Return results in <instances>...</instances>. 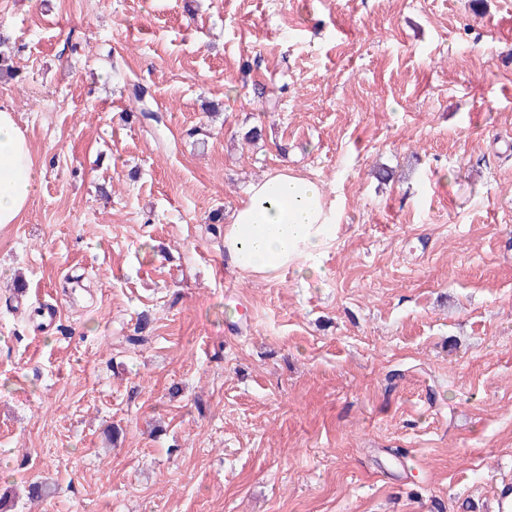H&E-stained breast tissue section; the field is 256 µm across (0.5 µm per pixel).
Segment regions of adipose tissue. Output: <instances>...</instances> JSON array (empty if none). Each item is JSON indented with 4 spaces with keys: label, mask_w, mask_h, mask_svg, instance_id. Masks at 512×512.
<instances>
[{
    "label": "adipose tissue",
    "mask_w": 512,
    "mask_h": 512,
    "mask_svg": "<svg viewBox=\"0 0 512 512\" xmlns=\"http://www.w3.org/2000/svg\"><path fill=\"white\" fill-rule=\"evenodd\" d=\"M39 171L13 107L0 103V227L18 223ZM333 215L321 186L286 167L253 183L224 226L233 269L259 277L302 271L329 244Z\"/></svg>",
    "instance_id": "1"
}]
</instances>
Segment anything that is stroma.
I'll return each instance as SVG.
<instances>
[{
	"mask_svg": "<svg viewBox=\"0 0 512 512\" xmlns=\"http://www.w3.org/2000/svg\"><path fill=\"white\" fill-rule=\"evenodd\" d=\"M0 38L41 172L0 230L14 512H498L512 0H0ZM283 165L336 212L314 279L207 221Z\"/></svg>",
	"mask_w": 512,
	"mask_h": 512,
	"instance_id": "1",
	"label": "stroma"
}]
</instances>
